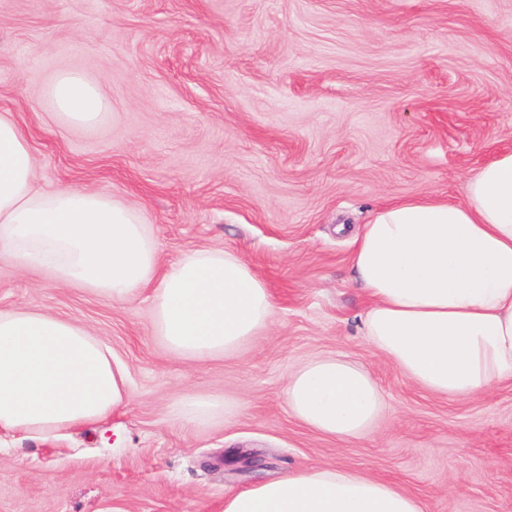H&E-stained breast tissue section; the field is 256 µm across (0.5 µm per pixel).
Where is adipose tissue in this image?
<instances>
[{"label":"adipose tissue","instance_id":"adipose-tissue-1","mask_svg":"<svg viewBox=\"0 0 512 512\" xmlns=\"http://www.w3.org/2000/svg\"><path fill=\"white\" fill-rule=\"evenodd\" d=\"M49 95L70 124H94L107 108L76 72ZM356 283L371 304L363 326L377 351L430 392L461 399L512 380V151L469 179L464 201L405 200L378 211L357 235ZM21 269L115 302L148 293L155 336L184 360L233 357L269 327L275 300L238 255L193 249L162 264L139 211L84 188L35 184L19 123L0 115V254ZM289 411L321 434L365 436L385 412L383 392L361 365L339 356L289 372ZM128 403V369L88 328L48 312L0 309V430L52 435L98 423ZM239 403L190 395L172 406L183 421ZM224 512H423L396 484L319 466L228 496Z\"/></svg>","mask_w":512,"mask_h":512}]
</instances>
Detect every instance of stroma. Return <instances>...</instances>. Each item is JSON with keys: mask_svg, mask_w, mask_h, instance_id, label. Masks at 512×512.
I'll return each mask as SVG.
<instances>
[{"mask_svg": "<svg viewBox=\"0 0 512 512\" xmlns=\"http://www.w3.org/2000/svg\"><path fill=\"white\" fill-rule=\"evenodd\" d=\"M76 71L108 107L77 127L52 80ZM45 190L87 186L140 211L162 259L235 252L276 318L232 358L188 362L141 295L116 303L0 257V309L87 325L129 369L131 404L58 435L0 432V512H224L262 481L338 465L399 484L426 512H512V383L468 399L405 378L362 328L351 266L376 212L464 201L512 150V0H0V114ZM336 354L387 411L342 441L295 420L289 368ZM241 403L175 420L185 395Z\"/></svg>", "mask_w": 512, "mask_h": 512, "instance_id": "35a3bbf8", "label": "stroma"}]
</instances>
